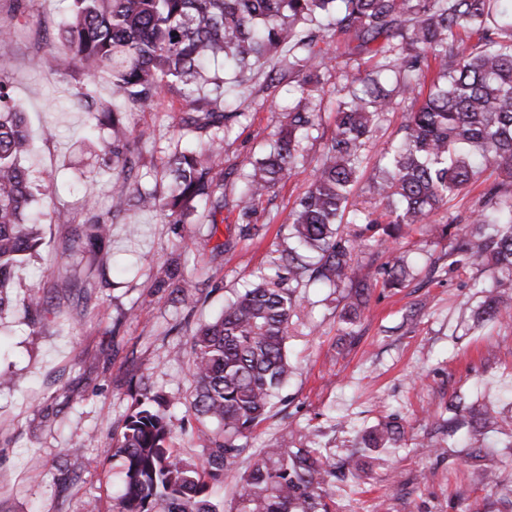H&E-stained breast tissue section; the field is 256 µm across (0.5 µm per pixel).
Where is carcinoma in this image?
<instances>
[{"label":"carcinoma","instance_id":"1","mask_svg":"<svg viewBox=\"0 0 512 512\" xmlns=\"http://www.w3.org/2000/svg\"><path fill=\"white\" fill-rule=\"evenodd\" d=\"M60 38L67 50L54 57L51 74L83 72L94 83L107 74L112 100L97 103L82 87L77 95L96 113L110 150L103 164L127 185L112 195V217L151 210L169 224H193L205 213L217 224L226 207L241 232L255 229L259 204L288 181L305 159L303 142L321 141L308 190L288 212L292 244L271 261L270 273L237 291L222 313L199 323L189 338L200 452L184 458L173 448L169 413L174 399L147 392L125 415L113 456L123 461L124 490L112 512H335L336 462L318 445L298 448L284 430L253 453L237 475L240 490L229 502L212 498L246 450L252 429L277 403L296 367L288 355V327L299 306L297 288L319 285L341 292V333L354 337L373 285L400 289L413 278L406 255L395 250L383 263L357 272L354 257L368 242L396 243L417 226L448 242V269L490 270L480 304L482 319L496 322L512 295V0H69ZM348 37V61L371 65L346 72L348 95L336 101L334 130L319 132L321 104L316 66L336 60L333 45ZM440 62L428 96L403 110L400 137L367 168L373 121L396 111L425 80L429 60ZM294 85L296 103L269 152L250 162L238 185L224 172V132L246 113L231 108L229 93L249 76ZM178 97L180 136L169 150L159 181L139 180L142 154L125 115ZM29 136L8 80L0 74V312L13 303L15 273L42 244L34 205L42 186L31 180ZM497 175L490 179L486 172ZM373 208L366 222L348 229L344 217L360 182ZM483 186L470 224H427L435 210L474 185ZM88 243L108 236L110 223L91 222ZM45 298L29 295L33 328ZM446 447H463L487 484L500 485L498 455L512 449V429L496 411L475 401L448 406ZM405 431L387 418L362 431L369 450L399 448Z\"/></svg>","mask_w":512,"mask_h":512}]
</instances>
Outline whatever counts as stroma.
Instances as JSON below:
<instances>
[{
    "label": "stroma",
    "mask_w": 512,
    "mask_h": 512,
    "mask_svg": "<svg viewBox=\"0 0 512 512\" xmlns=\"http://www.w3.org/2000/svg\"><path fill=\"white\" fill-rule=\"evenodd\" d=\"M64 0H32L29 12L11 18L0 0V21L14 22L13 40L0 53V72L12 83L25 112L32 154L28 165L48 193L44 243L19 269L14 294L48 296L44 325L32 329L23 311L0 314V368L14 382L0 385V512H84L88 499L111 508L123 488V463L112 439L142 390L178 398L172 411L174 444L186 457L199 447L190 410V352L175 356L189 333L178 322L217 315L241 288L256 280L288 244L286 219L308 188L319 145L306 144V162L285 186L258 207V236L240 234L237 213L224 209L216 224H168L156 213L129 212L114 224L100 251L86 253L77 274L59 267V256L92 214H107L122 183L98 159L108 138L84 142L91 113L75 91L85 78L51 75L62 46L58 27ZM345 44L334 67L323 70L324 130L344 95ZM292 86L253 79L241 98L243 119L224 138V169L238 173L268 148L285 122ZM181 102L166 96L129 118L148 172L161 171L178 132L171 117ZM139 225L130 234L129 225ZM413 269L408 288L373 289L355 338L342 337L343 303L329 288L300 289L301 306L289 326L288 352L298 367L277 406L257 426L248 448L258 450L289 426L304 428L335 458L352 450L355 432L393 416L405 426L401 448L362 478L340 484L336 512H512L502 486L512 487V464L500 467V487L480 484L460 448L420 455L416 444L454 397L500 400L512 390V318L478 323L470 314L488 273L430 271L443 249L418 232L399 240ZM174 269L164 279V269ZM195 295L181 301L176 288ZM420 315L407 323L409 308ZM97 459L101 468L89 467Z\"/></svg>",
    "instance_id": "obj_1"
}]
</instances>
